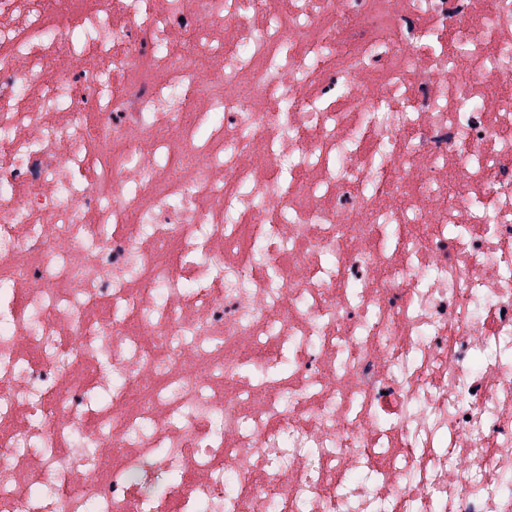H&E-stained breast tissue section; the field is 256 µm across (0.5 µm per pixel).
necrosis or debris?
Returning a JSON list of instances; mask_svg holds the SVG:
<instances>
[{
  "instance_id": "4bbe7bcc",
  "label": "necrosis or debris",
  "mask_w": 512,
  "mask_h": 512,
  "mask_svg": "<svg viewBox=\"0 0 512 512\" xmlns=\"http://www.w3.org/2000/svg\"><path fill=\"white\" fill-rule=\"evenodd\" d=\"M0 512H512V0H0Z\"/></svg>"
}]
</instances>
